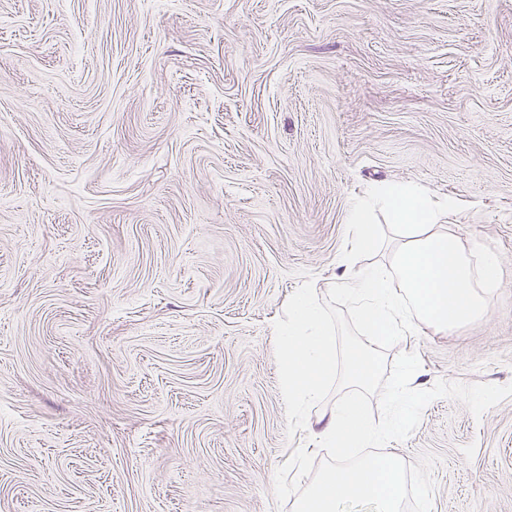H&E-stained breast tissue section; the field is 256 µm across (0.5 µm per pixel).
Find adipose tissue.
Wrapping results in <instances>:
<instances>
[{
  "label": "adipose tissue",
  "mask_w": 512,
  "mask_h": 512,
  "mask_svg": "<svg viewBox=\"0 0 512 512\" xmlns=\"http://www.w3.org/2000/svg\"><path fill=\"white\" fill-rule=\"evenodd\" d=\"M457 207L455 200L436 201L405 183L372 187L356 201L350 216L351 245L339 259L344 272L333 286L351 301L368 331L379 336L401 331L410 314L436 329L452 327L471 320L501 287L495 257L481 256L479 268L471 269L458 239L441 231V220ZM378 210L392 220L394 247L388 264L354 268L355 257L378 247L379 228L372 222ZM389 405L386 429L393 431L404 424L413 401L398 390L390 395ZM383 430L348 403L312 430L311 439L345 450L369 446Z\"/></svg>",
  "instance_id": "adipose-tissue-1"
}]
</instances>
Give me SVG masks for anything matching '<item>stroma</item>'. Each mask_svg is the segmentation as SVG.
Returning a JSON list of instances; mask_svg holds the SVG:
<instances>
[{
	"label": "stroma",
	"mask_w": 512,
	"mask_h": 512,
	"mask_svg": "<svg viewBox=\"0 0 512 512\" xmlns=\"http://www.w3.org/2000/svg\"><path fill=\"white\" fill-rule=\"evenodd\" d=\"M375 182L459 208L502 282L412 386L512 383V0H0V512H292L274 322ZM387 454L512 512V398Z\"/></svg>",
	"instance_id": "obj_1"
}]
</instances>
